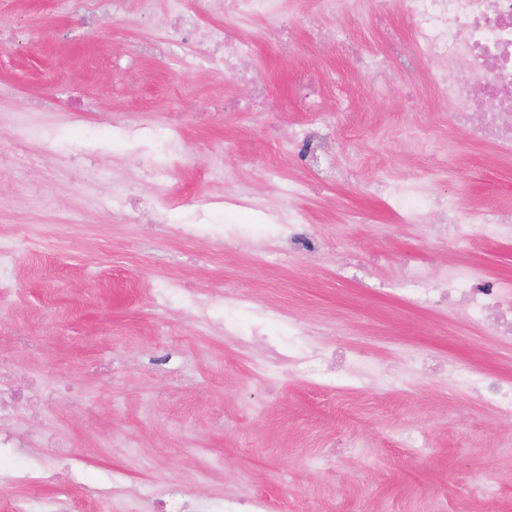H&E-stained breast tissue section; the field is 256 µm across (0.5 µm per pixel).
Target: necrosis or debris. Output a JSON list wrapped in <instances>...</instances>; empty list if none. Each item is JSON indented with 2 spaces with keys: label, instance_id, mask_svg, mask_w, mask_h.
I'll return each mask as SVG.
<instances>
[{
  "label": "necrosis or debris",
  "instance_id": "obj_1",
  "mask_svg": "<svg viewBox=\"0 0 512 512\" xmlns=\"http://www.w3.org/2000/svg\"><path fill=\"white\" fill-rule=\"evenodd\" d=\"M324 10L335 14L347 4L372 7L379 15L388 16L392 4H400L414 20L413 34L407 51L417 60L454 62L458 55L474 61L472 75L466 80H442L440 97L447 102L455 121L465 126L471 139L488 141L504 155L512 156V0H322ZM169 25L173 36L162 44V51L172 53L181 40L204 34L215 49L231 55L244 54L243 43L227 42L223 28L200 30L198 19L182 4L171 0ZM491 99L494 110L484 113L481 123L470 121L475 100ZM0 123L13 127L19 136H35L49 148L76 156L80 150L63 143L56 130L48 125L31 123L28 113L0 115ZM407 224H422L431 211H440L442 224L436 225L439 236L455 233L466 240L512 242V210L477 208L463 212L457 200L433 195L430 182L421 176L386 183L382 186ZM393 294L422 307L443 303L460 304L467 319L477 327L493 329L498 335L512 338V286L472 274L457 264L444 266L437 275H428L420 265H411L392 282ZM297 340L271 348L273 365L286 366L305 375L336 386L364 380L387 382L388 372L369 355L349 356L341 348L330 349L318 339L317 331L297 328ZM423 370L440 365L430 358L419 359ZM450 378L474 392L498 415L512 418V380L492 377L485 371L453 361L441 365ZM61 389H44L41 382L14 386L11 376L0 369V459L25 456L26 463L10 477V484L42 482L53 477L60 458L58 444L43 438L31 442L20 428L23 413H41L61 400Z\"/></svg>",
  "mask_w": 512,
  "mask_h": 512
}]
</instances>
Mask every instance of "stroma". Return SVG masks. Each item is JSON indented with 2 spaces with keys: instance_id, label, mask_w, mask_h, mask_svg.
Wrapping results in <instances>:
<instances>
[{
  "instance_id": "obj_1",
  "label": "stroma",
  "mask_w": 512,
  "mask_h": 512,
  "mask_svg": "<svg viewBox=\"0 0 512 512\" xmlns=\"http://www.w3.org/2000/svg\"><path fill=\"white\" fill-rule=\"evenodd\" d=\"M188 6L203 26H227L248 44L269 103L224 109L248 89L206 63L209 48L197 40L173 56L133 55L134 44L164 35L168 0L147 13L141 0H121L105 19L70 0H0V113H36L96 164L86 171L0 125V234L26 230L0 299V356L73 389L23 427L67 443L87 482L122 480L128 493L112 512H148L136 496L147 483L211 507L227 494L258 496L268 512L312 502L323 512H512V419L471 402L447 375L342 393L288 368L255 372L293 323L390 366L429 355L511 371L512 341L460 308L424 311L336 268L350 254L387 282L407 262L432 273L463 263L512 283V243L427 240L423 225L400 223L373 191L427 169L435 195L460 185L462 209L492 206L512 199V159L469 144L447 113H432L436 64L413 75L392 59L383 87L355 67L333 36L381 48L370 15H326L318 0L244 16L212 12L209 0ZM303 71L329 83L320 106L334 117L305 162L288 145L289 127L317 118L292 98ZM115 112L127 127L111 126ZM438 135L458 144L450 182L414 148ZM173 140L181 151H169ZM118 177L139 194V212L114 200ZM288 210L319 236L317 249L290 248L272 218ZM219 236L224 249L212 251ZM170 283L209 299V321L167 294ZM236 295L242 305L225 311ZM228 320L248 344L225 334ZM259 325L265 337H253ZM16 332L37 340L39 354L13 343ZM410 432L425 447H397Z\"/></svg>"
}]
</instances>
